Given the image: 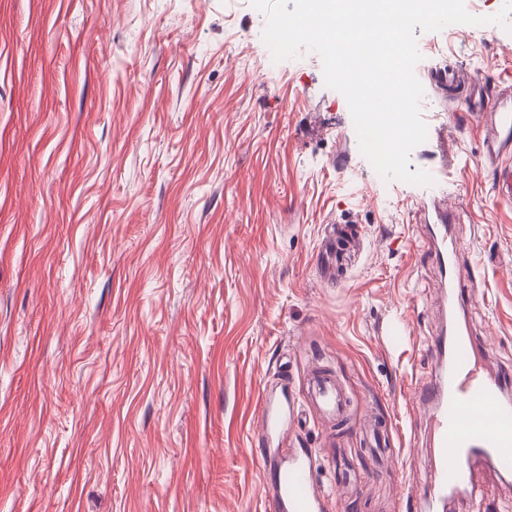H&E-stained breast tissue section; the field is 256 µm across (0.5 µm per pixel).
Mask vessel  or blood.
Wrapping results in <instances>:
<instances>
[{"label":"vessel or blood","instance_id":"b4317fda","mask_svg":"<svg viewBox=\"0 0 512 512\" xmlns=\"http://www.w3.org/2000/svg\"><path fill=\"white\" fill-rule=\"evenodd\" d=\"M466 112L482 136L481 163L497 172L499 196L511 202L512 165L503 159L512 156V95L470 99ZM435 217L429 252L449 283L464 281L469 272L458 262V245L448 235L447 208H436ZM475 348L473 336L459 325L439 332L429 346L434 378L419 391L416 411L430 434L434 471L420 512H451L460 497L472 491L481 469L503 478L512 475V396L504 391V374L477 359ZM309 385L320 411L344 414L345 395L327 367L313 365ZM263 471L271 512H327L308 449L281 448L264 459Z\"/></svg>","mask_w":512,"mask_h":512}]
</instances>
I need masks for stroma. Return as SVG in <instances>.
<instances>
[{
  "label": "stroma",
  "mask_w": 512,
  "mask_h": 512,
  "mask_svg": "<svg viewBox=\"0 0 512 512\" xmlns=\"http://www.w3.org/2000/svg\"><path fill=\"white\" fill-rule=\"evenodd\" d=\"M264 24L251 0H0V512H264L258 398L286 380L332 512H415L441 193L456 309L512 372V203L463 119L512 92V14L416 33L430 186L382 180L320 57L269 68ZM345 222L360 252L327 282ZM320 360L338 421L309 401ZM463 512H512V477ZM435 223L432 224V245L429 248L436 263L443 269L444 276L448 274V288H455V283L469 278L468 270L461 265L457 257L458 244L448 236V208H435Z\"/></svg>",
  "instance_id": "obj_1"
}]
</instances>
